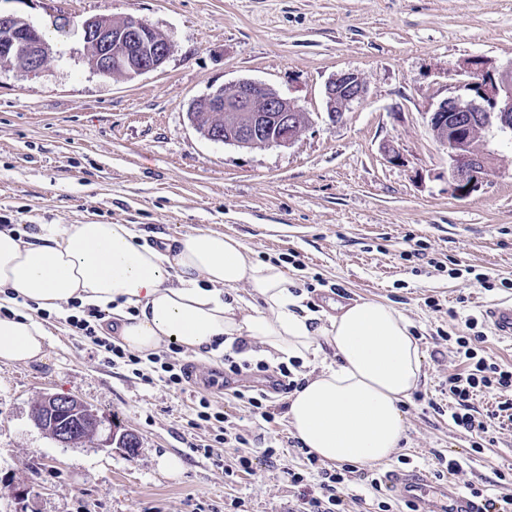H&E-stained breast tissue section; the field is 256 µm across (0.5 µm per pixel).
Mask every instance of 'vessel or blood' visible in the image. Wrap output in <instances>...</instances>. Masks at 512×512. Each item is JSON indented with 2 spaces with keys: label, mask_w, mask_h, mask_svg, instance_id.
Here are the masks:
<instances>
[{
  "label": "vessel or blood",
  "mask_w": 512,
  "mask_h": 512,
  "mask_svg": "<svg viewBox=\"0 0 512 512\" xmlns=\"http://www.w3.org/2000/svg\"><path fill=\"white\" fill-rule=\"evenodd\" d=\"M495 335L512 339V300L488 306L484 312ZM383 485L393 498L416 503L418 512H486L487 500L459 489L451 482H439L417 470L387 472Z\"/></svg>",
  "instance_id": "b4317fda"
}]
</instances>
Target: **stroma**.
<instances>
[{"mask_svg":"<svg viewBox=\"0 0 512 512\" xmlns=\"http://www.w3.org/2000/svg\"><path fill=\"white\" fill-rule=\"evenodd\" d=\"M0 12L39 28L52 47L38 76L0 67V220L33 234L42 224H131L157 245L208 228L237 237L256 261L286 266L292 285L312 284L311 309L332 311L338 296L392 305L425 355L424 399L402 404L405 437L376 471L399 468L403 455L428 469L441 454L464 461L468 479L487 480L489 495L512 494V484L492 480L512 466V425L476 453L436 411L448 403L442 381L460 368L440 332L502 299L476 274L512 278V135H482L491 162L482 188L462 199L428 125L442 100L463 94L470 62L512 63V0H0ZM94 16L142 19L173 52L156 71L104 77L82 39ZM347 71L363 79L366 97L334 122L324 87ZM244 79L305 113L293 144L242 149L193 127L196 99ZM453 264L461 277L449 276ZM39 320L45 359L0 360V512H224L236 497L246 512L294 508L285 471L302 460L288 445L285 411L259 428L235 396L265 385L263 373L228 379L219 357L196 356L180 393L104 363L65 317ZM48 392L135 432L138 450L57 444L31 417ZM202 396L239 428L275 440L279 461L253 444L221 448L219 466L192 452ZM242 456L252 472H239ZM165 457L183 470H163Z\"/></svg>","mask_w":512,"mask_h":512,"instance_id":"35a3bbf8","label":"stroma"}]
</instances>
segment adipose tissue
<instances>
[{
  "mask_svg": "<svg viewBox=\"0 0 512 512\" xmlns=\"http://www.w3.org/2000/svg\"><path fill=\"white\" fill-rule=\"evenodd\" d=\"M73 301L117 321L114 343L141 355L170 342L192 353L241 342L242 358L308 368L331 349L334 363L308 369L287 410L296 437L327 463L391 457L405 432L400 405L424 375L398 309L360 300L336 314L311 311L283 267L254 261L236 237L201 228L159 247L128 224H42L31 242L0 229V360L46 355L47 331L17 305L51 313Z\"/></svg>",
  "mask_w": 512,
  "mask_h": 512,
  "instance_id": "obj_1",
  "label": "adipose tissue"
}]
</instances>
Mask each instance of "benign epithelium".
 Instances as JSON below:
<instances>
[{"label":"benign epithelium","instance_id":"1","mask_svg":"<svg viewBox=\"0 0 512 512\" xmlns=\"http://www.w3.org/2000/svg\"><path fill=\"white\" fill-rule=\"evenodd\" d=\"M85 48L94 51L92 65L102 75L133 79L158 70L169 58L171 42L142 19L126 17L114 22L95 17L83 24ZM51 54V48L37 29L23 30V38H10L0 43V60L10 65L18 63L30 76L41 73ZM466 95L441 101L430 113L428 123L448 153V180L455 194L468 197L480 190L489 157L479 148L483 131L496 128L512 132V68L500 71L487 69L475 60L468 68ZM366 87L353 72L333 77L325 87L327 113L333 120L343 115V107L361 100ZM204 110L216 121L194 127L206 138L241 148L286 146L292 144L305 127L303 113L296 103L277 90L254 82L240 80L228 87L198 99ZM41 406L62 416V420L45 425L33 416L35 425L48 429L52 438L62 446L93 441L106 419L92 409L77 420L83 432L67 417L72 398L47 393Z\"/></svg>","mask_w":512,"mask_h":512}]
</instances>
